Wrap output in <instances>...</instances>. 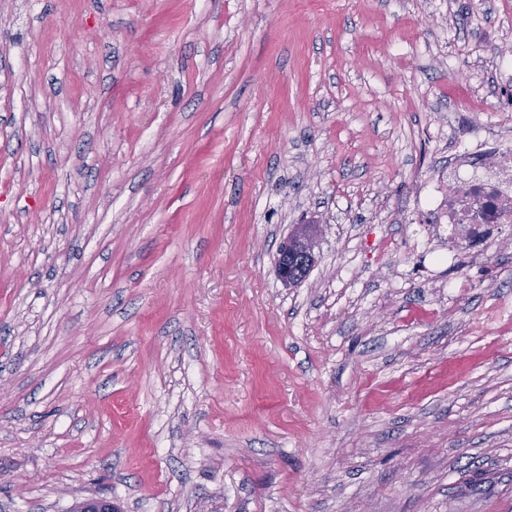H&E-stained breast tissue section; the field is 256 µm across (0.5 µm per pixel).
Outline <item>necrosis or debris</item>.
Instances as JSON below:
<instances>
[{"mask_svg": "<svg viewBox=\"0 0 512 512\" xmlns=\"http://www.w3.org/2000/svg\"><path fill=\"white\" fill-rule=\"evenodd\" d=\"M471 146L448 137V172L415 210L428 216L431 231L447 236L448 257L461 249L482 251L512 229V138L470 133Z\"/></svg>", "mask_w": 512, "mask_h": 512, "instance_id": "1", "label": "necrosis or debris"}]
</instances>
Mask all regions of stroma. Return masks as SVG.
I'll return each instance as SVG.
<instances>
[{"mask_svg":"<svg viewBox=\"0 0 512 512\" xmlns=\"http://www.w3.org/2000/svg\"><path fill=\"white\" fill-rule=\"evenodd\" d=\"M496 46L512 0H0V512H512V233L412 221L449 125L512 136ZM319 235L318 224H295L280 243L275 272L284 287L297 284L304 278L302 269L317 263Z\"/></svg>","mask_w":512,"mask_h":512,"instance_id":"stroma-1","label":"stroma"}]
</instances>
